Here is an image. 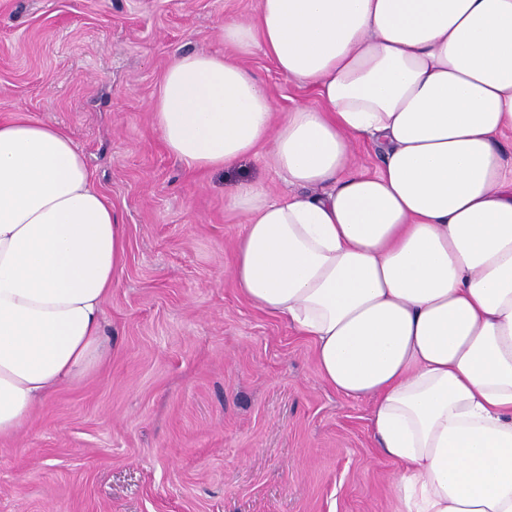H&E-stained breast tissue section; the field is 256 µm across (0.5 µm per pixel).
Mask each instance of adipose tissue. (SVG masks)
<instances>
[{"mask_svg":"<svg viewBox=\"0 0 512 512\" xmlns=\"http://www.w3.org/2000/svg\"><path fill=\"white\" fill-rule=\"evenodd\" d=\"M220 33L166 67L151 120L188 170L261 153L295 187L228 197L235 288L372 400L398 512H512V0H258ZM258 51L314 100L279 112ZM125 252L72 136L0 118V442L105 359ZM357 168L373 172L380 165V153L371 142L360 140L353 147Z\"/></svg>","mask_w":512,"mask_h":512,"instance_id":"ef3b65f1","label":"adipose tissue"}]
</instances>
